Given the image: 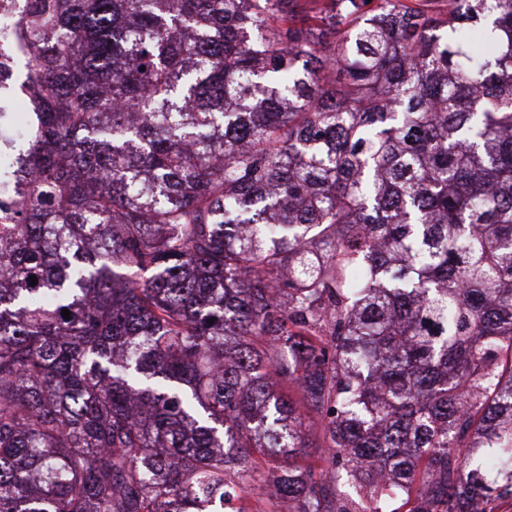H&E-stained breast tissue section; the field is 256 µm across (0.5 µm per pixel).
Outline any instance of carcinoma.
Masks as SVG:
<instances>
[{"label": "carcinoma", "instance_id": "1", "mask_svg": "<svg viewBox=\"0 0 512 512\" xmlns=\"http://www.w3.org/2000/svg\"><path fill=\"white\" fill-rule=\"evenodd\" d=\"M26 2L0 512L512 506V0ZM240 500H233L229 507H244L245 512H289L288 501L270 499L263 482L254 483L240 493Z\"/></svg>", "mask_w": 512, "mask_h": 512}]
</instances>
